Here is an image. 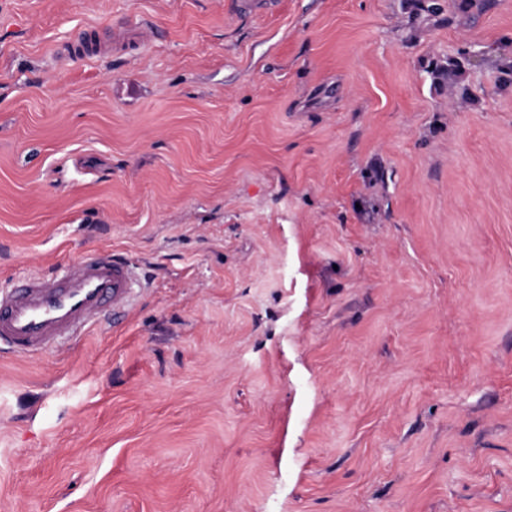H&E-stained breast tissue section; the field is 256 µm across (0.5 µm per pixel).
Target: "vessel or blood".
Returning a JSON list of instances; mask_svg holds the SVG:
<instances>
[{
	"label": "vessel or blood",
	"instance_id": "vessel-or-blood-1",
	"mask_svg": "<svg viewBox=\"0 0 512 512\" xmlns=\"http://www.w3.org/2000/svg\"><path fill=\"white\" fill-rule=\"evenodd\" d=\"M139 284L130 263L111 255L85 256L59 275L17 278L0 289V345L35 354L80 336L108 309L125 307Z\"/></svg>",
	"mask_w": 512,
	"mask_h": 512
}]
</instances>
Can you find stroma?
Masks as SVG:
<instances>
[{
  "label": "stroma",
  "instance_id": "stroma-1",
  "mask_svg": "<svg viewBox=\"0 0 512 512\" xmlns=\"http://www.w3.org/2000/svg\"><path fill=\"white\" fill-rule=\"evenodd\" d=\"M510 65L512 0H0V284L145 277L0 354V512H512Z\"/></svg>",
  "mask_w": 512,
  "mask_h": 512
}]
</instances>
